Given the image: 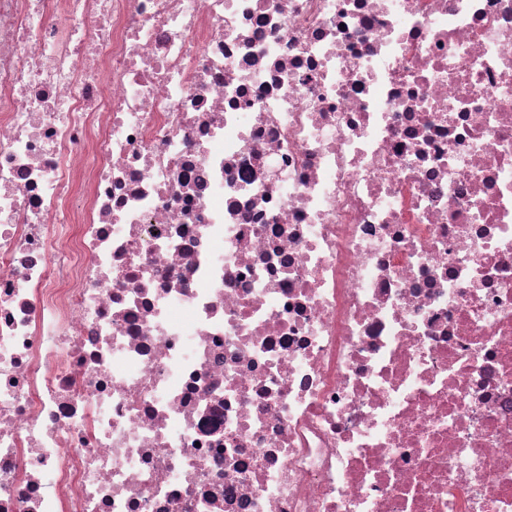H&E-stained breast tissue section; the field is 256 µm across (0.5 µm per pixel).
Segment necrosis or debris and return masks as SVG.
I'll list each match as a JSON object with an SVG mask.
<instances>
[{
  "instance_id": "1",
  "label": "necrosis or debris",
  "mask_w": 512,
  "mask_h": 512,
  "mask_svg": "<svg viewBox=\"0 0 512 512\" xmlns=\"http://www.w3.org/2000/svg\"><path fill=\"white\" fill-rule=\"evenodd\" d=\"M0 512H512V0H0Z\"/></svg>"
}]
</instances>
